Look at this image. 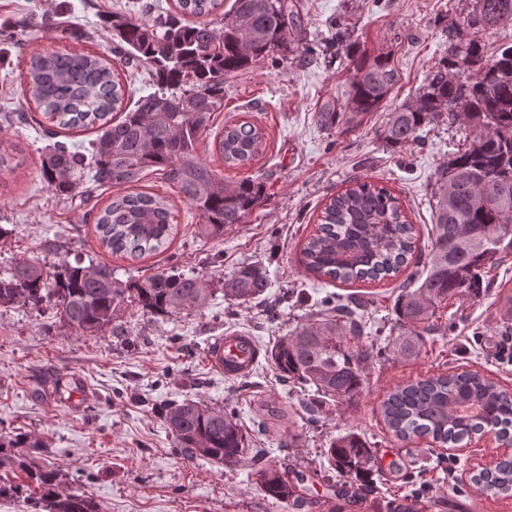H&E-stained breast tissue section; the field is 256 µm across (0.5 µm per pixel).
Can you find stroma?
Listing matches in <instances>:
<instances>
[{"instance_id":"1","label":"stroma","mask_w":512,"mask_h":512,"mask_svg":"<svg viewBox=\"0 0 512 512\" xmlns=\"http://www.w3.org/2000/svg\"><path fill=\"white\" fill-rule=\"evenodd\" d=\"M294 2L303 20L299 46L289 47L278 63L256 62L225 77L224 104L198 148L225 185L254 179L265 185L264 199L244 223L207 239L197 232L198 211L177 186L163 172L149 171L141 186L170 199L178 233L164 252L134 260L105 251L85 218L117 188L99 189L85 203L57 194L39 175L49 138L38 126L15 124L14 117L35 110L22 94L30 55L108 52L113 36L104 16L119 12L151 24L175 0H0V26L21 31L0 62V149L23 159L0 174V269L23 257L54 263L43 248L55 239L68 249V261L106 263L127 285L170 269L218 280L256 261L272 281L260 303L241 304L219 290L193 313L151 316L129 307L120 315V336L108 329L76 333L50 301L1 308L0 444L27 436L20 466L55 470L60 491L84 493L100 512H311L308 502L284 505L266 497L251 460L223 466L187 459L162 409L192 398L236 412L250 447L263 449L266 463L305 474L299 493L308 501L330 499L340 488L343 512H391L398 504L409 512H512V496L481 494L472 483L496 456L489 443L473 438L454 454L428 439L402 441L381 414L391 390L427 374L475 370L512 391V254L492 271L483 296L464 294L436 307L443 329L426 337L416 356L399 354L387 340L388 330L405 332L395 323L397 279L328 284L301 263L302 246L316 234L327 200L358 179L392 191L415 227L418 248L430 250L436 174L473 134L465 126H429L417 142L394 148L381 131L390 112L422 92L448 53L449 26H466L475 0ZM45 16L92 31V41L42 26ZM338 23L349 27L353 58L390 55L400 80L377 111L329 128L319 115L345 112L354 69L353 58L324 52ZM242 119L262 128L265 149L246 167L230 168L213 140ZM333 293L364 300L369 319L370 334L361 340L370 353L367 383L352 402L329 407L313 421L302 408L301 386L282 377L264 354L246 376L229 378L209 365L208 350L224 333H248L264 351ZM272 308L279 314L274 321L267 317ZM271 407L283 408L284 417L268 415ZM349 431L371 445V482L328 468L331 439Z\"/></svg>"}]
</instances>
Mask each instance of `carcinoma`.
<instances>
[{
    "label": "carcinoma",
    "mask_w": 512,
    "mask_h": 512,
    "mask_svg": "<svg viewBox=\"0 0 512 512\" xmlns=\"http://www.w3.org/2000/svg\"><path fill=\"white\" fill-rule=\"evenodd\" d=\"M222 0H176V13L153 26L133 17L108 15L118 39L112 54L125 67L145 68L157 90L142 96L132 109L123 107L125 88L112 59L92 53H34L27 73L30 98L49 123L55 139L41 161L42 179L58 194L81 196L75 175L91 173L95 187L142 181L151 169L164 172L187 202L199 211L203 234L218 237L224 227L241 224L265 196V186L244 178L225 187L216 171L197 155L200 136L224 103V76L279 51L288 50L301 28L299 12L289 0H234L217 29L207 17ZM512 23V0H476L473 29L466 38L448 27V49L418 99L393 112L381 136L392 147L420 138L428 126L466 123L475 132L469 146L453 154L437 174L431 249L423 267L401 284L395 303L397 320L410 334L400 353L416 356L423 338L435 332V307L460 293L479 294L484 277L512 250V46L494 56L484 54L478 33ZM399 74L387 55L355 68L352 114L373 111L397 84ZM99 135L72 146L58 140L59 131L88 128ZM264 136L249 121L224 127L215 149L224 164L245 167L262 152ZM174 214L163 198L149 193L117 196L99 213L101 245L137 259L160 250L173 235ZM416 252L414 225L388 189L364 181L326 204L317 234L301 255L307 272L317 278L348 283L397 276ZM272 282L266 267L254 262L239 267L224 283V295L242 303L262 300ZM215 294L203 276L161 271L142 283L122 286L105 264L58 265L45 269L37 259L15 261L0 275V308L17 303L40 305L55 299L60 320L81 334L111 328L131 304L144 314L173 315L204 308ZM363 301L347 302L305 317L266 350L287 379L312 389L303 410L315 418L323 401H350L366 383L368 356L351 341L366 334ZM388 430L398 439L427 437L454 445L493 428L512 434V397L479 372L417 378L392 390L381 405ZM164 421L178 446L191 459L237 463L252 452L233 412L186 398L164 406ZM327 456L338 471L365 478L373 472V451L355 432L338 436ZM498 493L512 494V462L491 470ZM255 484L279 503L296 495L288 472L270 464L254 467ZM31 485L0 476V500L23 499L44 512H98L87 497L60 494L57 473L32 472Z\"/></svg>",
    "instance_id": "carcinoma-1"
}]
</instances>
